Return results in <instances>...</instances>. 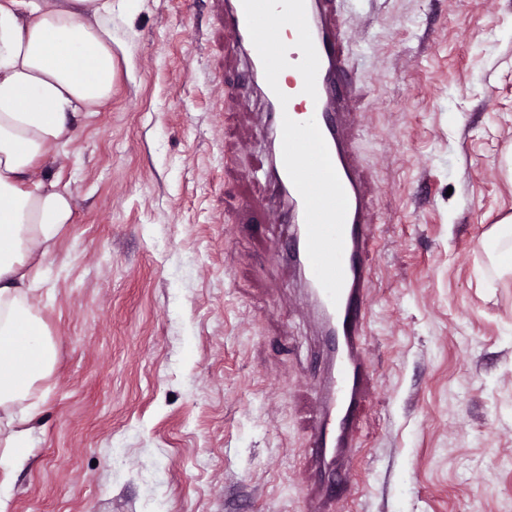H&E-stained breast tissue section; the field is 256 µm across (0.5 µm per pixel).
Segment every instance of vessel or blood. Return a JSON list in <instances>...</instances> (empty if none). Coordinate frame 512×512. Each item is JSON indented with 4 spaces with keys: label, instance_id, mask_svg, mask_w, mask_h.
I'll return each mask as SVG.
<instances>
[{
    "label": "vessel or blood",
    "instance_id": "vessel-or-blood-1",
    "mask_svg": "<svg viewBox=\"0 0 512 512\" xmlns=\"http://www.w3.org/2000/svg\"><path fill=\"white\" fill-rule=\"evenodd\" d=\"M347 0H305L306 16L319 57L316 97L304 95V80L294 67L301 58L295 49V28L281 32L290 46V68L278 77L277 88L268 85L261 58L246 25L242 0H224L225 41L233 52L243 55L250 89L263 101L261 132L274 149L268 173L276 203H261L267 220L287 218L294 226L292 262L303 276L306 295L323 335H335L328 356L333 364L326 378L322 413L310 426L311 460L315 492L311 505L316 512H335L337 504L350 495L345 477L357 446L356 429L368 395L370 365L365 352L366 315L370 307L372 263L370 254L375 224L371 211L366 171L360 159L361 116L354 109L358 86L348 75L343 16ZM289 97L280 104L279 94ZM315 120L327 144L331 161L347 196L344 226V284L338 302H331L316 279L306 250L307 230L303 199L292 183L282 155V121Z\"/></svg>",
    "mask_w": 512,
    "mask_h": 512
}]
</instances>
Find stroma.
<instances>
[{
    "instance_id": "35a3bbf8",
    "label": "stroma",
    "mask_w": 512,
    "mask_h": 512,
    "mask_svg": "<svg viewBox=\"0 0 512 512\" xmlns=\"http://www.w3.org/2000/svg\"><path fill=\"white\" fill-rule=\"evenodd\" d=\"M376 214L369 396L337 512H512V0H348ZM112 96L36 177L73 215L7 512H306L321 337L264 223L268 154L221 0H136ZM479 244L488 256L494 272H512V214L504 216L496 227L482 233Z\"/></svg>"
}]
</instances>
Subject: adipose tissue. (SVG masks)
Segmentation results:
<instances>
[{"label":"adipose tissue","instance_id":"obj_1","mask_svg":"<svg viewBox=\"0 0 512 512\" xmlns=\"http://www.w3.org/2000/svg\"><path fill=\"white\" fill-rule=\"evenodd\" d=\"M112 41V0H0V424L10 430L0 453V512L33 454L38 415L11 404L54 362L33 294L72 217L68 185L32 171L72 141L77 118L111 98ZM479 244L493 270L512 271V214Z\"/></svg>","mask_w":512,"mask_h":512}]
</instances>
